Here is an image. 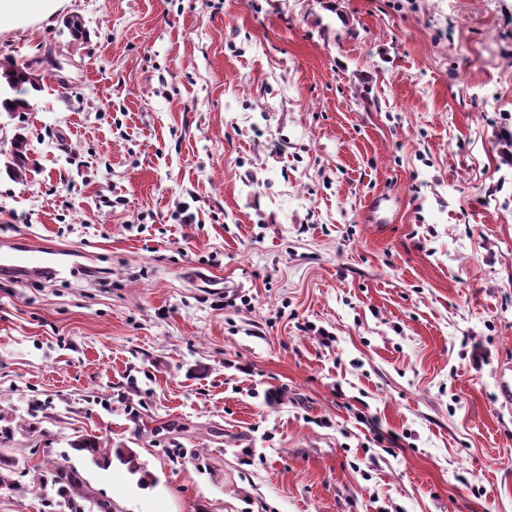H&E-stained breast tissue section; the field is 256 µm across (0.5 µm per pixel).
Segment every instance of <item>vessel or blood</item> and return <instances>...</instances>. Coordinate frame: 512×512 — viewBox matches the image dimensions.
<instances>
[{"label":"vessel or blood","instance_id":"b4317fda","mask_svg":"<svg viewBox=\"0 0 512 512\" xmlns=\"http://www.w3.org/2000/svg\"><path fill=\"white\" fill-rule=\"evenodd\" d=\"M63 252L19 237L0 244V277L50 280L64 274Z\"/></svg>","mask_w":512,"mask_h":512}]
</instances>
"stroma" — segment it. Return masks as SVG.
I'll use <instances>...</instances> for the list:
<instances>
[{
    "label": "stroma",
    "instance_id": "1",
    "mask_svg": "<svg viewBox=\"0 0 512 512\" xmlns=\"http://www.w3.org/2000/svg\"><path fill=\"white\" fill-rule=\"evenodd\" d=\"M10 62L0 242L85 269L0 279V512L56 463L114 512H512V0H70ZM27 66H18L8 64L3 67L0 77L4 82H0L1 107L4 112H25L30 105L29 101L22 97L29 93V88L34 91H40L41 86L35 75L29 72ZM72 448L90 455L95 462L100 463L99 457L103 463L111 462V449L102 448V442L97 436L79 438L72 443Z\"/></svg>",
    "mask_w": 512,
    "mask_h": 512
}]
</instances>
